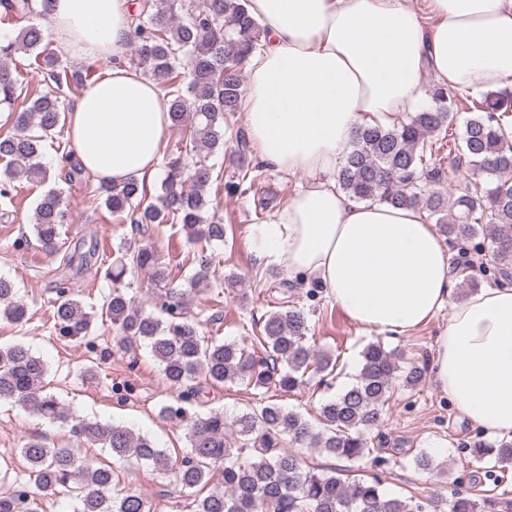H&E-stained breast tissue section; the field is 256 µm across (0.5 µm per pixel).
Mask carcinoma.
<instances>
[{
	"instance_id": "cac0c4a2",
	"label": "carcinoma",
	"mask_w": 512,
	"mask_h": 512,
	"mask_svg": "<svg viewBox=\"0 0 512 512\" xmlns=\"http://www.w3.org/2000/svg\"><path fill=\"white\" fill-rule=\"evenodd\" d=\"M40 0H0L6 18L24 19L15 37L0 38V107L8 108L9 131L0 134V158L9 166L0 174V198L14 197V181L24 177L43 184L50 171L41 161V143L65 128L70 110L67 92L83 85L78 72L62 64L49 49L44 29L30 19L41 14ZM248 0H140L132 15L130 38L137 66L162 86L170 105L172 127L185 141L166 158V177L156 202L144 205V185L137 180L99 183L101 204L115 217L142 231L151 224H180L189 238L207 243L224 241V224L206 217L208 193L221 178L211 158L224 153L227 115L240 111L245 89L242 70L250 55L263 46L264 28L249 13ZM34 57L55 89H35L25 109H12L24 89L13 63L18 54ZM433 104L391 126L361 125L336 178L340 188L359 200L392 206H420L436 217L448 243L458 248L455 269L468 261L466 243L483 234L494 259L488 276L496 284L512 281V143L503 120L512 115V94L486 92L473 99L471 116L460 138L448 142V168H465L472 180L452 202L435 189L445 167L435 157L432 137L456 121L452 93L436 88ZM65 220L61 192L50 188L31 216L36 240L48 254L59 252ZM212 256L197 255L188 280L197 289L209 281ZM112 280L129 269L147 270L156 281L167 277L162 258L148 244L126 240L117 247ZM160 319L115 286L102 307L124 350L145 344L162 369L169 387L179 391L180 405L166 404L161 414L182 423L187 452L172 459L167 449L147 435L97 419L68 417L59 400L45 390L48 366L22 344L0 346V401H11L49 421L68 420L77 444L101 446L113 463L89 461L80 449L56 446L39 436L25 440L20 454L28 480L0 493V512H42L46 495L64 493L75 502L73 512H151L138 495L116 489L114 464L135 459L171 471L180 492L194 499L195 512H512L506 494L477 495L451 490L450 496L422 501L384 491L382 479L342 478L336 469L317 471L292 448H318L336 458L371 459L381 469L389 459L373 454V437H382L384 407L395 387L415 389L425 381L417 365L403 368L399 356L380 342L361 352L356 382L322 402L315 425L276 402L227 418L222 412H190L184 404L198 394L200 376L219 384H244L255 389L291 392L319 377L329 385L336 359L316 347L307 313L297 307L271 311L260 335L246 341H218L205 336L196 317L183 306L181 292L166 295ZM28 306L15 284L0 277V319L13 324L27 320ZM54 327L62 336L87 337L92 315L71 289L57 291ZM263 355H257L256 346ZM480 459L491 456L501 483L512 468V440L470 445Z\"/></svg>"
}]
</instances>
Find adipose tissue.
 <instances>
[{"label":"adipose tissue","instance_id":"1","mask_svg":"<svg viewBox=\"0 0 512 512\" xmlns=\"http://www.w3.org/2000/svg\"><path fill=\"white\" fill-rule=\"evenodd\" d=\"M248 0L267 31L242 112L260 159L308 180L254 225L258 258L313 276L361 330L411 333L447 313L428 370L463 418L512 437V286L454 302L449 248L425 212L359 201L336 172L360 123L415 111L427 78L476 95L512 86V0ZM62 54L107 60L67 114L79 164L108 183L151 178L169 103L126 59L131 0H46Z\"/></svg>","mask_w":512,"mask_h":512}]
</instances>
